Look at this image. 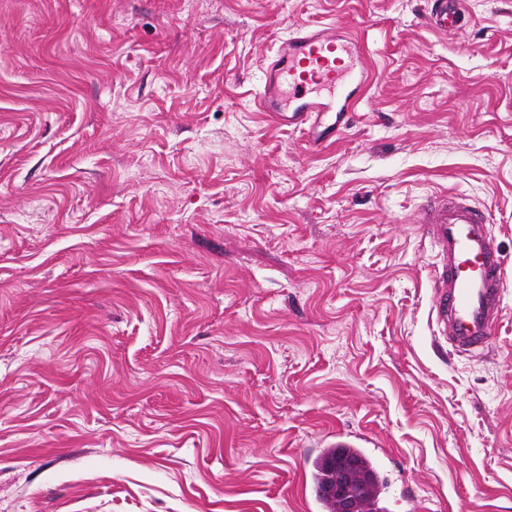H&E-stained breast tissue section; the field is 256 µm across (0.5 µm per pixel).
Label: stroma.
Returning a JSON list of instances; mask_svg holds the SVG:
<instances>
[{
  "label": "stroma",
  "mask_w": 512,
  "mask_h": 512,
  "mask_svg": "<svg viewBox=\"0 0 512 512\" xmlns=\"http://www.w3.org/2000/svg\"><path fill=\"white\" fill-rule=\"evenodd\" d=\"M0 0V512H321L344 434L387 512H512V0ZM361 37L327 148L254 105L275 42ZM506 258L439 339L424 203ZM464 0H431L427 15L429 25L440 33H455L465 17Z\"/></svg>",
  "instance_id": "obj_1"
}]
</instances>
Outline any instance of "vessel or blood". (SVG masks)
<instances>
[{"instance_id": "b4317fda", "label": "vessel or blood", "mask_w": 512, "mask_h": 512, "mask_svg": "<svg viewBox=\"0 0 512 512\" xmlns=\"http://www.w3.org/2000/svg\"><path fill=\"white\" fill-rule=\"evenodd\" d=\"M465 0H430L429 25L457 32ZM367 81L362 45L335 26H300L279 40L263 69L258 104L273 121L320 148L351 124ZM435 248L430 271L437 334L471 351L493 335L501 313L505 260L489 219L467 199H436L420 216Z\"/></svg>"}]
</instances>
